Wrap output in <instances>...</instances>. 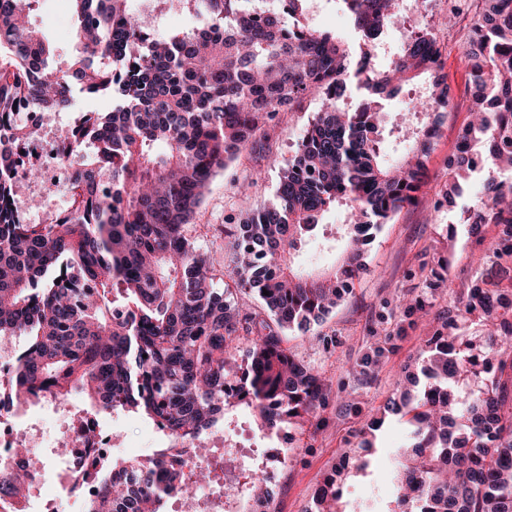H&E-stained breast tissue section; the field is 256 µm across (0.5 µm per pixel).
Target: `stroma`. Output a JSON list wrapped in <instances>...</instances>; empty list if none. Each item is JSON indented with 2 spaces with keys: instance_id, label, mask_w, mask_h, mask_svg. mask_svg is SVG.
Returning <instances> with one entry per match:
<instances>
[{
  "instance_id": "35a3bbf8",
  "label": "stroma",
  "mask_w": 512,
  "mask_h": 512,
  "mask_svg": "<svg viewBox=\"0 0 512 512\" xmlns=\"http://www.w3.org/2000/svg\"><path fill=\"white\" fill-rule=\"evenodd\" d=\"M447 14L448 0H428L425 16H407L405 28L389 30L378 48L379 59L390 60L407 31L431 26L446 60L455 104L433 141L418 202L405 206L377 231L351 294L309 335L286 333L292 353L325 383L320 406L304 419L279 425L288 438L287 455L269 465L263 462L268 430L257 410L242 403L231 413L254 445L248 468L268 467L274 512H312L316 491L339 466L344 469L340 512H358L362 505L370 512H389L396 484L387 462L416 438L405 419L380 416L379 407L407 370L421 366L425 345L452 312L453 299L485 278L512 291V269L500 270L493 254L504 239L502 225L475 229L463 221L466 210L486 198L496 171L478 166L463 180L460 194L448 193V161L468 122L469 96L458 61V33L445 26ZM30 21L52 43L58 62L67 63L76 44L70 0H35ZM319 110V102L307 101L297 111L280 113L262 148L245 151L240 162L210 183L188 236L216 270L231 260L233 227L225 218L236 211L235 179L255 177L253 206L274 203L281 166ZM270 154L277 157V165L268 164ZM437 273L444 277V287H433ZM101 424L115 436L111 459L144 458L164 446L153 423L142 416L120 411L103 415Z\"/></svg>"
}]
</instances>
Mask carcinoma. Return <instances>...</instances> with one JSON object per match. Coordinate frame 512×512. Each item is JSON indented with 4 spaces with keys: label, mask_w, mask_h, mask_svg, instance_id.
Masks as SVG:
<instances>
[{
    "label": "carcinoma",
    "mask_w": 512,
    "mask_h": 512,
    "mask_svg": "<svg viewBox=\"0 0 512 512\" xmlns=\"http://www.w3.org/2000/svg\"><path fill=\"white\" fill-rule=\"evenodd\" d=\"M35 0H0V339H22L12 378L19 404L50 394L82 393L96 412L140 414L161 426L156 456L92 461L98 492L92 512H163L183 492L179 441L217 427L224 410L245 402L263 424L315 410L318 375L288 349L285 331L310 325L344 301L363 269L371 230L416 200L431 151V113L448 110L445 62L432 29L410 32L396 57L375 62L377 40L404 23L400 0H340L353 38L305 23L309 0H70L77 47L63 68L54 48L29 25ZM191 5L205 26L169 39L151 35L156 17ZM460 63L472 120L457 146L448 194L460 171L473 170L476 133L486 160L512 173V0H470ZM429 77L413 100L417 125L398 129L404 155L385 158L382 102ZM354 84L356 105L338 99ZM118 95L111 112L80 116L72 154L76 207L59 221L24 224L15 186L38 174L19 170L4 143L29 134L24 109L67 112L74 90ZM321 101L283 169L277 201L248 204L249 178L238 183L242 219L233 233L231 283L215 287L213 265L186 234L210 181L266 129L304 100ZM467 210L475 227L502 224L498 257H512V183L489 186ZM347 211L337 234L346 249L316 275L295 267L324 213ZM95 291L80 295L76 285ZM269 294H263V291ZM249 292L261 309L239 305ZM502 289L479 284L462 317L497 326L482 346L457 333L428 341L420 396L389 397L381 414L415 426L418 442L398 453L396 508L390 512H512V320L500 313ZM32 472L0 466V512H22ZM329 477L314 512H334ZM248 499L267 502L266 478L247 482Z\"/></svg>",
    "instance_id": "cac0c4a2"
}]
</instances>
